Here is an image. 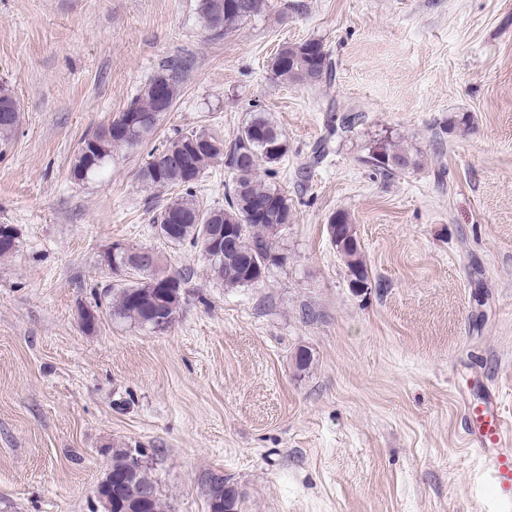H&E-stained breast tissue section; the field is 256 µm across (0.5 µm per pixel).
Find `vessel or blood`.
<instances>
[{"mask_svg":"<svg viewBox=\"0 0 512 512\" xmlns=\"http://www.w3.org/2000/svg\"><path fill=\"white\" fill-rule=\"evenodd\" d=\"M467 434L476 450L488 451L494 484L505 493L512 491V430L498 410V392L485 389L480 403H466Z\"/></svg>","mask_w":512,"mask_h":512,"instance_id":"1","label":"vessel or blood"}]
</instances>
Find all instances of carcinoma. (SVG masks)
Here are the masks:
<instances>
[{
  "mask_svg": "<svg viewBox=\"0 0 512 512\" xmlns=\"http://www.w3.org/2000/svg\"><path fill=\"white\" fill-rule=\"evenodd\" d=\"M224 3V33L231 32L240 22L267 12L270 0H199V13L210 29L217 28L216 2ZM185 63L168 66L147 81L128 104V108L148 123L144 130L125 129L126 112L110 123L97 128L79 143L70 175L83 181L104 172L117 148L132 147L147 140L161 116L159 103L147 86L159 80L167 81V99L175 102ZM332 69V59L321 41L280 45L270 62V71L277 79L294 85H314L326 78ZM21 122V110L11 90L0 86V141L12 138ZM288 151L282 131L269 118L256 114L245 122L234 139L226 142L204 131L191 132L166 141L151 151L157 159L139 171L142 184L150 189L180 188L163 205L154 225L165 228L176 224L179 232L170 238L161 236L171 245L189 246L199 251L209 262L212 276L226 287H245L254 279L265 276L272 265L284 260L279 253L278 237L294 223L295 213L288 197L274 184L260 177L276 173ZM224 160L229 183L225 185L224 206L203 207L193 193L194 185L215 161ZM364 162L379 174L390 177L420 166L419 157L402 144L386 139L368 151ZM328 236L336 247L352 288L370 286V276L355 225L349 214L339 211L331 215L326 225ZM19 232L13 224H0V257L18 251ZM138 249L118 247L115 267L138 275L137 280L112 287L105 292L106 309L114 319L125 320L152 332H164L175 321L182 301V288L189 273L171 275L156 269L142 273L128 267L125 256ZM126 471L139 483L151 487V496L140 505V512H164V504L152 478L150 468L137 465L126 448L112 450V472ZM241 496L234 484L222 475L211 477L210 512H239Z\"/></svg>",
  "mask_w": 512,
  "mask_h": 512,
  "instance_id": "cac0c4a2",
  "label": "carcinoma"
}]
</instances>
